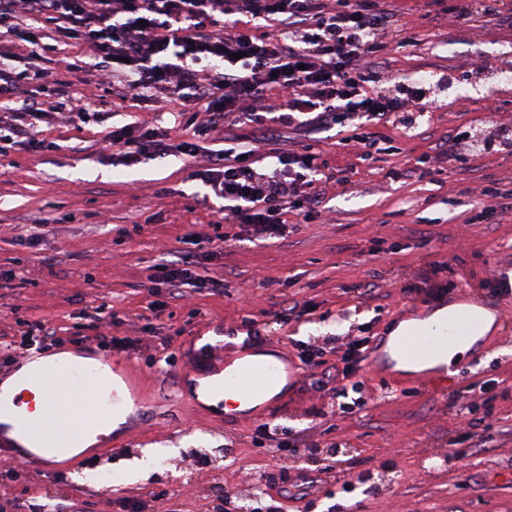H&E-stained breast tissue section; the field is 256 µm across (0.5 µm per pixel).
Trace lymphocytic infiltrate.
I'll use <instances>...</instances> for the list:
<instances>
[{"label":"lymphocytic infiltrate","instance_id":"obj_1","mask_svg":"<svg viewBox=\"0 0 512 512\" xmlns=\"http://www.w3.org/2000/svg\"><path fill=\"white\" fill-rule=\"evenodd\" d=\"M277 17V32L254 33L240 16ZM399 46L414 36L385 0H0V92L22 82L45 79L44 40L77 44L97 59L87 66L74 60L69 71L85 82L107 76L114 97L168 98L188 89L192 101L176 114L178 127L192 137L177 147L154 126L127 124L107 132L102 149H116L125 163L177 150L195 156L205 140L217 139L219 122L268 125L354 126L353 142L361 158L378 150L363 128L390 121L415 108L429 83H395L381 92L378 58L386 36ZM26 54L29 66L11 63ZM283 99L284 108L267 104ZM49 117L44 103L33 101L0 114V132L33 148L43 147L40 127ZM317 156L310 150L263 154L249 149L211 151L199 179L225 202L223 220L258 233H278L288 222L290 202L317 208ZM372 339L336 340L337 414L362 408L361 383L355 377Z\"/></svg>","mask_w":512,"mask_h":512}]
</instances>
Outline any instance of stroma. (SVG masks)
<instances>
[{"instance_id": "35a3bbf8", "label": "stroma", "mask_w": 512, "mask_h": 512, "mask_svg": "<svg viewBox=\"0 0 512 512\" xmlns=\"http://www.w3.org/2000/svg\"><path fill=\"white\" fill-rule=\"evenodd\" d=\"M413 45H390L379 89L428 74L453 75L434 112L414 110L408 137L389 124L371 126L394 151L361 160L347 128L316 131L275 126L257 131L227 118L223 147L295 151L313 145L323 202L304 216L289 213L284 235L235 241V226L219 220L222 200L205 199L191 179L207 157L163 156L132 166L99 154L105 132L135 121L169 125L179 101L154 111L136 99L100 104L105 87L80 88L92 118L53 119L35 151L0 140V337L22 340L40 324L61 341L32 353L47 356L98 345L88 313L112 308L109 336L125 339L109 356L153 362L180 357L199 337L237 329L288 357L298 347L323 350L324 363L303 372L266 417L202 415L187 400L134 413L109 442L60 460L24 465L0 477V512L15 502L48 512H226L225 493L242 494L268 480L281 512H336L330 479H357L370 469L376 493L351 512H512V152L474 153L467 169L441 158L448 132L490 134L512 119V86L501 88L481 61L512 70V25L473 16L452 22L424 0H398ZM429 156L432 172L415 171ZM505 196H481L484 187ZM231 234L214 254L193 259L198 287L172 297L164 265L186 254L184 236ZM376 281L382 295L363 293ZM473 291L504 307L500 323L479 343V360L464 382L488 379L492 414L476 406L474 426L462 425L449 399L455 383L428 392L397 389L389 378L361 368L368 399L357 415L336 414V394L321 376L334 366L325 352L334 336L389 335L407 310L439 297ZM82 344H73V337ZM281 433L260 435L262 423ZM313 442L311 459L279 448L282 440ZM166 491L154 501L152 490Z\"/></svg>"}]
</instances>
